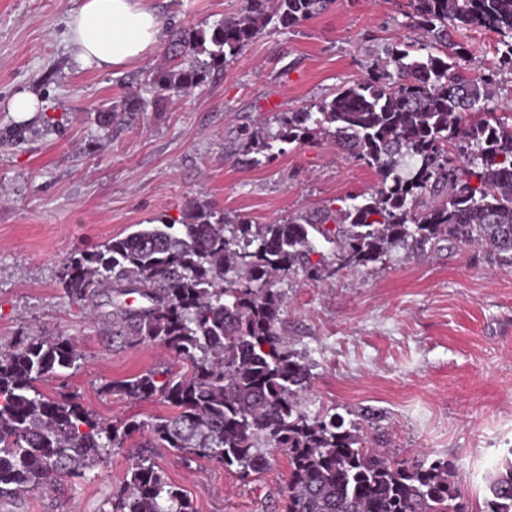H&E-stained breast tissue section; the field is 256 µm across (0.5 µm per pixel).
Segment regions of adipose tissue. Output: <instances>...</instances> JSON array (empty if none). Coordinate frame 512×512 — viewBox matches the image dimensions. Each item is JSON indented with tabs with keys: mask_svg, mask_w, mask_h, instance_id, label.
I'll return each mask as SVG.
<instances>
[{
	"mask_svg": "<svg viewBox=\"0 0 512 512\" xmlns=\"http://www.w3.org/2000/svg\"><path fill=\"white\" fill-rule=\"evenodd\" d=\"M67 36L81 67L108 71L155 52L161 23L147 0H82L67 19Z\"/></svg>",
	"mask_w": 512,
	"mask_h": 512,
	"instance_id": "1",
	"label": "adipose tissue"
}]
</instances>
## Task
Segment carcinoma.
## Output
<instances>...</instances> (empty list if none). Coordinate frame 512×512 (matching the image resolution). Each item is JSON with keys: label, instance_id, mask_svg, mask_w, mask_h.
Listing matches in <instances>:
<instances>
[{"label": "carcinoma", "instance_id": "1", "mask_svg": "<svg viewBox=\"0 0 512 512\" xmlns=\"http://www.w3.org/2000/svg\"><path fill=\"white\" fill-rule=\"evenodd\" d=\"M333 0H246L244 12L179 42L181 62L154 71L157 105L201 84L270 26L293 27ZM426 54L384 50L369 78L329 100L277 115L243 134L238 152L270 156L273 142L319 133L375 170L380 185L346 209H320L275 224L231 220L196 203L178 223L144 224L100 248L69 256L59 284L89 308L115 294L112 338L158 343L190 363L183 373L148 371L112 383L130 401L158 397L173 408L149 424L106 423L77 399L46 397L37 384L79 366L73 339L28 336L0 347V502L80 478L146 429L145 448H172L246 478L270 465L277 448L290 466L285 512H466L456 465L423 466L367 445L362 424L329 409L308 410L307 355L281 329L279 285L299 275L312 284L358 270L403 249L416 256L440 243L481 247L512 269V127L487 106L493 76L468 77L451 29L511 38L498 65L512 70V0H408ZM125 97L98 113L142 112ZM332 245L327 265L310 255L316 238ZM136 293L138 307L119 300ZM483 512H512V448L487 484ZM112 512H195L155 463L137 456Z\"/></svg>", "mask_w": 512, "mask_h": 512}]
</instances>
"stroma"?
I'll return each mask as SVG.
<instances>
[{
    "instance_id": "stroma-1",
    "label": "stroma",
    "mask_w": 512,
    "mask_h": 512,
    "mask_svg": "<svg viewBox=\"0 0 512 512\" xmlns=\"http://www.w3.org/2000/svg\"><path fill=\"white\" fill-rule=\"evenodd\" d=\"M151 5L161 22L159 50L99 71L81 67L67 46V17L79 0H0V136L16 128L24 135L0 143V346L22 336L72 338L79 368L40 389L50 398L74 396L109 423L151 422L170 411L156 398L129 401L111 391L112 382L186 365L160 345L113 341L109 298L93 313L72 302L58 283L63 261L159 217L181 219L194 202L267 224L373 192L375 171L326 139L286 145L259 164L234 146L242 128L363 81L383 47L423 40L406 0H335L248 43L203 85L101 127V109L124 95L147 96L149 75L174 64L176 39L240 14L245 0ZM455 39L465 74L482 77L499 35L462 27ZM19 91L45 102L24 124L8 110ZM282 289L283 328L310 354V409L367 416L368 436L397 457L420 449L425 458L454 461L471 512H482L486 477L512 451V271L479 247L446 243L425 259L397 252L316 286L299 276ZM145 438L133 434L83 477L27 493L0 512H112ZM150 457L195 512H282L289 465L281 451L246 480L169 448Z\"/></svg>"
}]
</instances>
